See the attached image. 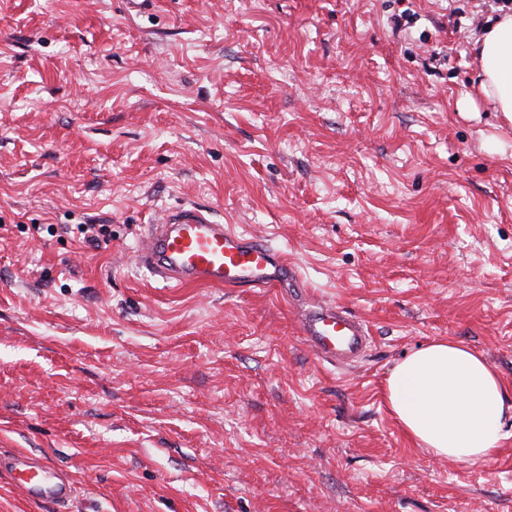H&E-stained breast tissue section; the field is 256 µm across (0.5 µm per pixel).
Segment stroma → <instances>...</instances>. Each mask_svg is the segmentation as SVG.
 <instances>
[{
	"label": "stroma",
	"instance_id": "35a3bbf8",
	"mask_svg": "<svg viewBox=\"0 0 512 512\" xmlns=\"http://www.w3.org/2000/svg\"><path fill=\"white\" fill-rule=\"evenodd\" d=\"M493 0H0V512H512V436L438 458L392 368L453 339L512 388V120L478 97ZM193 204L367 321L347 370L262 289L131 253ZM81 224L108 227L82 242ZM0 470L6 471L16 489L29 498L64 504L76 492L75 484L61 476L47 461L26 454L2 456Z\"/></svg>",
	"mask_w": 512,
	"mask_h": 512
}]
</instances>
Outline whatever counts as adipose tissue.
Instances as JSON below:
<instances>
[{"label":"adipose tissue","mask_w":512,"mask_h":512,"mask_svg":"<svg viewBox=\"0 0 512 512\" xmlns=\"http://www.w3.org/2000/svg\"><path fill=\"white\" fill-rule=\"evenodd\" d=\"M477 44V92L512 119V13L498 16ZM385 400L417 445L454 461L491 458L512 425V390L480 354L451 340L433 341L399 362Z\"/></svg>","instance_id":"obj_1"}]
</instances>
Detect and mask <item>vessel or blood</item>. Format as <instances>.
Here are the masks:
<instances>
[{
    "label": "vessel or blood",
    "instance_id": "obj_1",
    "mask_svg": "<svg viewBox=\"0 0 512 512\" xmlns=\"http://www.w3.org/2000/svg\"><path fill=\"white\" fill-rule=\"evenodd\" d=\"M136 260L169 284L291 289L306 303L298 312L301 336L320 360L334 366L351 365L368 347L367 324L336 303L313 301L296 268L267 238L237 233L206 209L184 205L167 211L141 240ZM0 470L34 500L63 504L76 492L72 481L40 458L0 455Z\"/></svg>",
    "mask_w": 512,
    "mask_h": 512
}]
</instances>
